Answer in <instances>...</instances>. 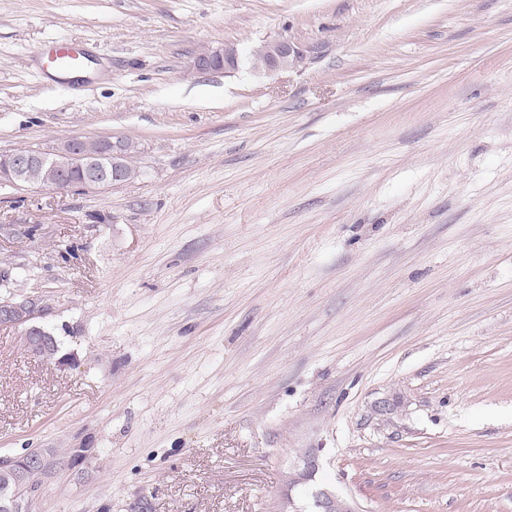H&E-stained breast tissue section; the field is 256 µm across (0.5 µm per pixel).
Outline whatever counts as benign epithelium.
Returning a JSON list of instances; mask_svg holds the SVG:
<instances>
[{
  "label": "benign epithelium",
  "instance_id": "benign-epithelium-1",
  "mask_svg": "<svg viewBox=\"0 0 512 512\" xmlns=\"http://www.w3.org/2000/svg\"><path fill=\"white\" fill-rule=\"evenodd\" d=\"M253 52L264 57V71L276 72L290 67L293 57L301 54L300 48L286 38L264 41L254 47ZM244 60L242 51L233 44L221 48H208L194 60V68L199 72L212 71V65L220 63L223 70L233 71ZM83 138H73L61 144L57 150L38 154L32 150L17 151L0 159V182L12 186H23L27 170L41 162L61 174L53 187L57 189L84 187L92 188L96 164L81 152ZM106 148L103 155L112 166V182L121 179L124 160L127 157V143L123 140L102 141ZM46 307L37 298L8 295L0 298V328H11L20 332L24 346L32 354L43 359L58 352L56 338L38 324L45 315ZM52 459L50 453L34 449L20 456H8L0 460V476L6 478L7 485L0 492V512H30L31 501L21 496V492L46 475V465ZM320 512H355L350 505L335 497L324 495L317 501Z\"/></svg>",
  "mask_w": 512,
  "mask_h": 512
}]
</instances>
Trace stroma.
<instances>
[{
    "label": "stroma",
    "mask_w": 512,
    "mask_h": 512,
    "mask_svg": "<svg viewBox=\"0 0 512 512\" xmlns=\"http://www.w3.org/2000/svg\"><path fill=\"white\" fill-rule=\"evenodd\" d=\"M75 137L137 177L0 186L69 359L0 329V456L60 462L31 512H512V0H0V156ZM259 47L253 48V53H260L264 57L266 72H276L290 67L293 57L302 54L300 48L288 39L281 38L265 41ZM87 56L85 49L67 41L51 44L40 53L44 67L60 80L82 69ZM244 60L242 51L233 44H224L221 48H208L199 53L194 60V68L199 72L233 71L237 70ZM215 63H221L223 68H210Z\"/></svg>",
    "instance_id": "1"
}]
</instances>
